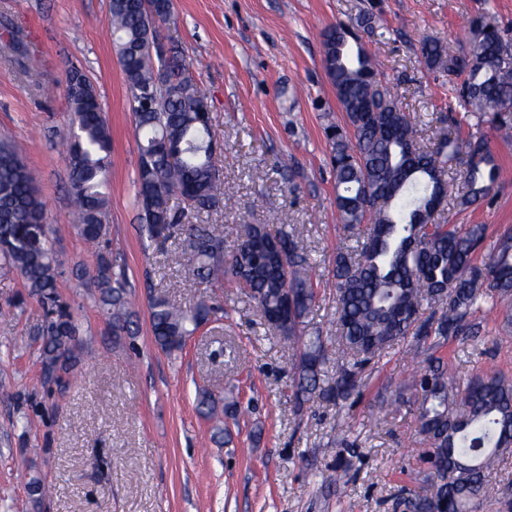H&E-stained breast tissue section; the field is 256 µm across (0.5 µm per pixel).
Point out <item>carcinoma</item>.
Listing matches in <instances>:
<instances>
[{"instance_id":"1","label":"carcinoma","mask_w":512,"mask_h":512,"mask_svg":"<svg viewBox=\"0 0 512 512\" xmlns=\"http://www.w3.org/2000/svg\"><path fill=\"white\" fill-rule=\"evenodd\" d=\"M119 66L133 101L139 135L134 180L138 219L148 237L179 236L180 257L202 283L228 281L271 318L288 303L280 335L296 347L293 397L297 410L313 399L338 403L356 390L367 368H375L399 343L412 341L423 354L410 388L419 400L418 433L430 448L423 461L434 470L424 494L404 498L413 512H433L448 501L449 512H480L489 477L512 452V381L498 373L456 382L437 352L460 336H478L476 314L503 305L512 322V226L486 243L483 224L459 228L437 218L436 201L446 193L469 209L492 194L500 174L497 156L484 137L464 126L488 125L512 138V37L486 14L470 21L466 47L454 51L439 39L420 41L427 66L448 73V114L430 144L417 140L418 121L404 112L383 84L370 58L351 47L336 57L346 26L323 34V63L346 128L336 127L330 166L342 229L355 238L352 251H338L332 278L316 280L306 247L287 225L272 231L244 224L224 250L221 224H185L171 198L180 196L198 212L224 196V181L210 155L211 126L197 122V91L184 76L175 47L161 57L152 44L157 23L171 17V0H110ZM65 96L72 112L67 146L73 223L90 246L99 244L112 135L91 81L75 66L65 70ZM35 172L8 141H0V268L18 273L45 311L40 363L58 386L81 363L80 328L58 291L60 264L52 248L54 229ZM287 246L286 263L257 247L270 238ZM125 272L98 255L92 286L115 336H134ZM335 303L334 333L306 334L305 319L319 287ZM215 309L201 298L182 307L166 298L150 302L152 333L165 352L180 351L185 339L208 323ZM342 353L331 384H321L327 343ZM203 417L237 411L203 389Z\"/></svg>"}]
</instances>
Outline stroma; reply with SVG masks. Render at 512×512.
Segmentation results:
<instances>
[{"label":"stroma","mask_w":512,"mask_h":512,"mask_svg":"<svg viewBox=\"0 0 512 512\" xmlns=\"http://www.w3.org/2000/svg\"><path fill=\"white\" fill-rule=\"evenodd\" d=\"M110 0H0V140L39 173V189L61 262L60 290L89 351L81 378L47 382L39 355L45 312L15 273H0V512H37L28 485L52 495L38 512H406L401 488L425 487L414 402L386 413L383 399L414 370L413 343L396 345L359 390L340 404L295 411L293 350L268 330L238 289L199 283L173 243L150 240L134 202L138 159L131 95L110 33ZM488 13L512 30V0H172L160 34L176 46L185 74L212 116L215 162L234 191L196 212L175 200L189 224L278 228L289 222L321 278L332 275L344 233L335 205L325 129L345 114L322 65V31L359 29L363 48L404 112L428 133L448 110V78L429 69L423 36L461 40ZM370 18V29L360 21ZM19 27L43 65L28 72L8 35ZM95 85L112 131L101 251L126 269L137 336L113 335L90 293L98 253L70 227L71 195L62 134L71 114L65 68ZM501 164L479 208L444 205L448 224H483L488 237L512 226V141L489 140ZM186 305L211 296L216 321L167 354L153 338L149 300ZM480 335L450 342L457 381L489 371L512 379V327L500 309L477 315ZM206 388L239 402L225 419L226 442L196 410ZM346 468L348 481L327 476Z\"/></svg>","instance_id":"1"}]
</instances>
